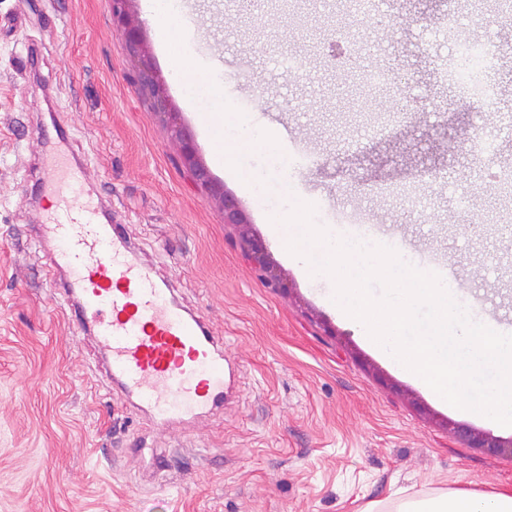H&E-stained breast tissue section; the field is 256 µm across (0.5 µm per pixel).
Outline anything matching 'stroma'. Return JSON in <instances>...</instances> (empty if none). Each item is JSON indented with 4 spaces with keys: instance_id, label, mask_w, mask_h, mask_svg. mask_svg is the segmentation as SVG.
<instances>
[{
    "instance_id": "1",
    "label": "stroma",
    "mask_w": 512,
    "mask_h": 512,
    "mask_svg": "<svg viewBox=\"0 0 512 512\" xmlns=\"http://www.w3.org/2000/svg\"><path fill=\"white\" fill-rule=\"evenodd\" d=\"M282 15L242 0H195L192 49L251 123H288L306 164L292 194L311 198L320 224H362L400 236L457 269L458 299L476 317L512 331V200L484 180L512 168V16H469L466 36L496 52L498 96L459 102L440 68L446 41H427L464 0H387L391 26L352 12L350 0H295ZM142 45L163 78L177 119L199 128L172 58L157 51L144 0ZM360 44L385 82L361 96L345 83V55ZM300 57L296 74L272 52ZM404 98L403 118L379 128L363 110ZM92 167L90 191L132 230L137 257L176 287L179 303L210 321L238 368L230 404L199 434L155 445L172 469L125 470L123 457L152 435L146 415L113 396L107 358L93 337L72 335L35 246L37 159L58 124ZM492 154L480 152L483 141ZM419 188L414 211L403 190ZM234 196L257 236L268 216L218 170L196 182L171 124L137 91V58L112 20V0H0V512H398L451 490L512 493V456H490L448 431L452 420L485 430L475 415L436 404L365 344L328 302L329 284L303 278L270 247L288 288L257 276L237 226L218 201ZM471 204L463 209L460 196Z\"/></svg>"
}]
</instances>
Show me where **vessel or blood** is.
Here are the masks:
<instances>
[{
	"instance_id": "b4317fda",
	"label": "vessel or blood",
	"mask_w": 512,
	"mask_h": 512,
	"mask_svg": "<svg viewBox=\"0 0 512 512\" xmlns=\"http://www.w3.org/2000/svg\"><path fill=\"white\" fill-rule=\"evenodd\" d=\"M60 147L45 153L41 186L61 188L53 212L38 214L39 238L54 240L49 281L73 330L104 349L118 395L135 400L158 429L224 405L222 338L176 303L170 284L138 261L125 224L103 223L85 191L87 163Z\"/></svg>"
}]
</instances>
